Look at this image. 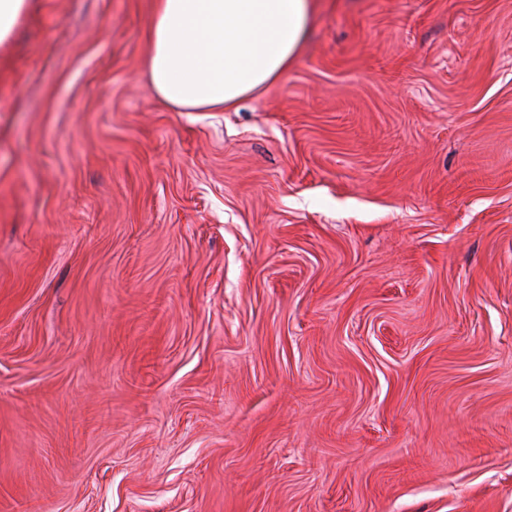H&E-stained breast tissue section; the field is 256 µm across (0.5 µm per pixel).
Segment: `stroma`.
Listing matches in <instances>:
<instances>
[{
    "mask_svg": "<svg viewBox=\"0 0 512 512\" xmlns=\"http://www.w3.org/2000/svg\"><path fill=\"white\" fill-rule=\"evenodd\" d=\"M151 12L0 49V512H512V0H318L229 112Z\"/></svg>",
    "mask_w": 512,
    "mask_h": 512,
    "instance_id": "35a3bbf8",
    "label": "stroma"
}]
</instances>
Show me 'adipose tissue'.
<instances>
[{"label": "adipose tissue", "instance_id": "obj_1", "mask_svg": "<svg viewBox=\"0 0 512 512\" xmlns=\"http://www.w3.org/2000/svg\"><path fill=\"white\" fill-rule=\"evenodd\" d=\"M315 0H154L147 69L179 112H222L298 59Z\"/></svg>", "mask_w": 512, "mask_h": 512}]
</instances>
